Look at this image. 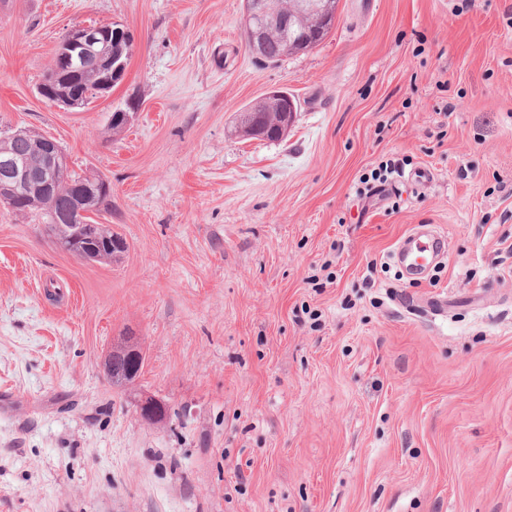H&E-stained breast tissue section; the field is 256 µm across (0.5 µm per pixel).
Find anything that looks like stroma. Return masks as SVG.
Masks as SVG:
<instances>
[{
  "instance_id": "obj_1",
  "label": "stroma",
  "mask_w": 512,
  "mask_h": 512,
  "mask_svg": "<svg viewBox=\"0 0 512 512\" xmlns=\"http://www.w3.org/2000/svg\"><path fill=\"white\" fill-rule=\"evenodd\" d=\"M243 12L0 0V135L105 174L127 244L83 262L0 206V512H512V0H337L275 64ZM76 22L133 45L66 110L38 86ZM273 90L287 138L243 139ZM387 160L430 178L363 195ZM424 224L448 255L409 278L392 253ZM125 336L145 362L117 389Z\"/></svg>"
}]
</instances>
